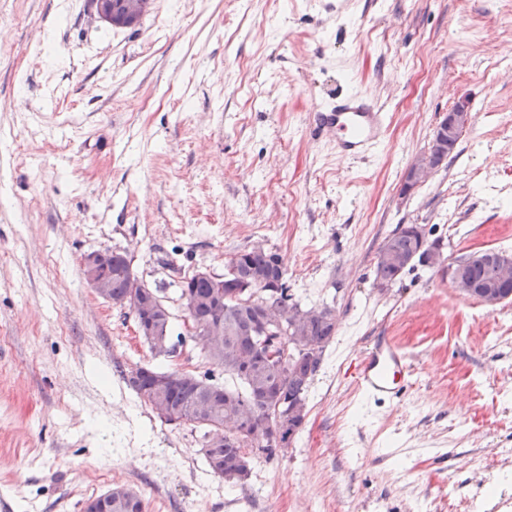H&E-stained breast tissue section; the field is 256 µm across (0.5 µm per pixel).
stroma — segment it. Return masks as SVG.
<instances>
[{
    "mask_svg": "<svg viewBox=\"0 0 512 512\" xmlns=\"http://www.w3.org/2000/svg\"><path fill=\"white\" fill-rule=\"evenodd\" d=\"M88 0H0V504L83 512L124 486L148 512H458L512 497V302L488 309L417 264L376 255L402 224L454 258L512 253V0H154L134 29ZM387 114L369 157L309 134L333 90ZM473 122L434 176L404 175L460 98ZM263 244L336 335L287 448L250 478L208 472L201 435L130 388L136 367L224 371L185 334L178 284ZM125 253L172 314L170 356L86 286L84 252ZM394 337L405 400L348 368ZM483 456L488 474L472 471Z\"/></svg>",
    "mask_w": 512,
    "mask_h": 512,
    "instance_id": "1",
    "label": "stroma"
}]
</instances>
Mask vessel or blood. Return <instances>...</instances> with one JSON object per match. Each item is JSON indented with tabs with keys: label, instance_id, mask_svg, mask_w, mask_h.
<instances>
[{
	"label": "vessel or blood",
	"instance_id": "obj_1",
	"mask_svg": "<svg viewBox=\"0 0 512 512\" xmlns=\"http://www.w3.org/2000/svg\"><path fill=\"white\" fill-rule=\"evenodd\" d=\"M313 120L319 135L332 140L343 155L366 156L377 148L386 133V114L361 92H339L315 108ZM412 373L403 348L382 336L355 365V384L374 397L390 401L402 395Z\"/></svg>",
	"mask_w": 512,
	"mask_h": 512
}]
</instances>
